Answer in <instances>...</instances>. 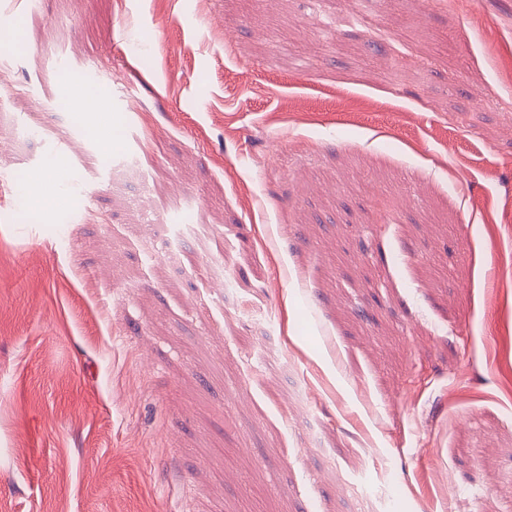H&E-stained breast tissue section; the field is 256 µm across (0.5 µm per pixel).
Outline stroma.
<instances>
[{
  "label": "stroma",
  "mask_w": 512,
  "mask_h": 512,
  "mask_svg": "<svg viewBox=\"0 0 512 512\" xmlns=\"http://www.w3.org/2000/svg\"><path fill=\"white\" fill-rule=\"evenodd\" d=\"M323 6L0 0V512H512V0ZM353 24V25H359L362 27H366L372 24L371 18L367 15L363 16H355V17H347V15L342 16H336V18L331 19L329 17H324L321 19V22L319 20V27H321V33L325 39H330L332 36V33L334 32V29L336 27V32L338 30V27L345 25V24ZM79 77L81 83L86 86L99 87L103 91V104L107 110L112 112V93L105 91L104 82L102 80L101 71L94 62L81 64L79 67Z\"/></svg>",
  "instance_id": "1"
}]
</instances>
